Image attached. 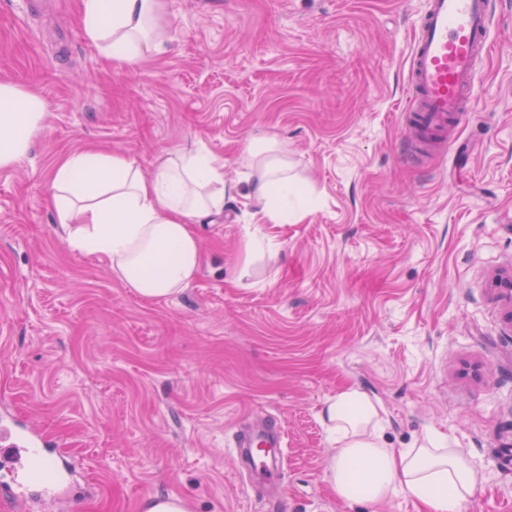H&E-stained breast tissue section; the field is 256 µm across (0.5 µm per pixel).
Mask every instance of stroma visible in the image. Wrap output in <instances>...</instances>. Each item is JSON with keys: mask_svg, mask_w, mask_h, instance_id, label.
Here are the masks:
<instances>
[{"mask_svg": "<svg viewBox=\"0 0 512 512\" xmlns=\"http://www.w3.org/2000/svg\"><path fill=\"white\" fill-rule=\"evenodd\" d=\"M0 0V82L46 116L0 169V414L81 464L86 494L0 512H276L242 466L240 422L277 420L288 512H423L406 493L351 503L327 480L321 409L357 388L385 439L429 432L484 483L467 512H512V0H492L461 157L415 158L402 109L423 0H165L166 49L130 66L87 39L81 0ZM284 143L311 201L256 224L247 144ZM93 147L153 176L177 149L223 160L222 215L195 227L197 276L145 299L68 248L48 186ZM267 235V246L250 240Z\"/></svg>", "mask_w": 512, "mask_h": 512, "instance_id": "obj_1", "label": "stroma"}]
</instances>
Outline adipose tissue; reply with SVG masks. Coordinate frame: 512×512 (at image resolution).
<instances>
[{"instance_id":"obj_1","label":"adipose tissue","mask_w":512,"mask_h":512,"mask_svg":"<svg viewBox=\"0 0 512 512\" xmlns=\"http://www.w3.org/2000/svg\"><path fill=\"white\" fill-rule=\"evenodd\" d=\"M163 8V0H82V28L104 55L133 65L145 49L163 47ZM44 114L37 94L0 82V167L26 155ZM248 153L247 198L259 223L297 222L304 204L282 145L256 142ZM224 196L223 161L187 151L162 159L149 179L125 154L74 152L57 167L50 193L69 247L106 260L148 299L172 296L193 280L202 263L194 224L223 213ZM322 416L337 448L327 478L342 500L375 503L402 492L426 512H465L483 481L445 436L426 435L416 448L388 447L379 408L362 390L339 391Z\"/></svg>"}]
</instances>
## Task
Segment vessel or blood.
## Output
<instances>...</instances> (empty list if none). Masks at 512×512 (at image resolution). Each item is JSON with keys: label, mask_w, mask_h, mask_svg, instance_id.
<instances>
[{"label": "vessel or blood", "mask_w": 512, "mask_h": 512, "mask_svg": "<svg viewBox=\"0 0 512 512\" xmlns=\"http://www.w3.org/2000/svg\"><path fill=\"white\" fill-rule=\"evenodd\" d=\"M491 0H426L409 55L412 103L404 128L420 152L448 144L450 127L471 116V96L477 65L489 48ZM284 436L271 424L238 434L236 446L249 471L277 485L280 471L274 456L258 457V448L282 447ZM70 471L57 462L33 429L0 418V487L21 496L38 490L45 499L57 497Z\"/></svg>", "instance_id": "b4317fda"}]
</instances>
